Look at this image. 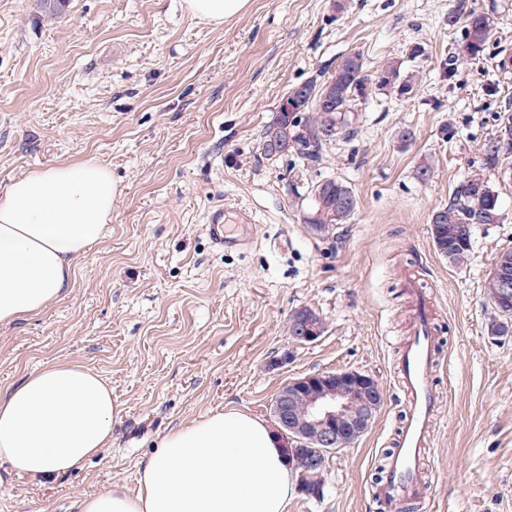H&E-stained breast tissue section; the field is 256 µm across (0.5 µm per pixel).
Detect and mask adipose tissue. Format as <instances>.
Segmentation results:
<instances>
[{"mask_svg": "<svg viewBox=\"0 0 512 512\" xmlns=\"http://www.w3.org/2000/svg\"><path fill=\"white\" fill-rule=\"evenodd\" d=\"M112 174L95 162L47 166L0 193V325L68 293L75 260L112 220ZM112 389L76 362L0 393V465L44 477L82 469L112 441ZM292 473L269 425L238 411L164 434L138 488L92 494L80 512H286Z\"/></svg>", "mask_w": 512, "mask_h": 512, "instance_id": "adipose-tissue-1", "label": "adipose tissue"}]
</instances>
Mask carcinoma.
<instances>
[{"mask_svg": "<svg viewBox=\"0 0 512 512\" xmlns=\"http://www.w3.org/2000/svg\"><path fill=\"white\" fill-rule=\"evenodd\" d=\"M466 17L465 32L458 44L456 57L476 61L484 55L495 28V19L486 13L465 12L457 2L448 10V27ZM331 85L332 101L321 99L324 86ZM304 99L294 112H278L262 134V150L268 156L282 154L283 148L296 155L304 164L317 162L327 143L340 135H349L354 119L355 103L366 100L375 89H389L401 95L412 91L411 80L401 78L400 66L391 62L372 74L365 71L364 60L358 53L344 56L334 70L321 81L303 83ZM512 154V115L500 116L498 129L484 146L483 168L473 171L453 192L448 204L432 210L429 216L430 234L437 252L448 263L464 266L468 263L474 227L478 224H499L502 212L499 195L484 170L502 165L504 155ZM310 209L324 208L333 216L318 225V235L333 231L337 224H347L354 217L358 201L353 190L337 179H326L312 185ZM512 264V249L496 256L486 286V295L496 303L499 290L498 269L502 261ZM512 329V311L502 313L490 324L491 334L503 336Z\"/></svg>", "mask_w": 512, "mask_h": 512, "instance_id": "obj_1", "label": "carcinoma"}]
</instances>
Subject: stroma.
<instances>
[{
    "label": "stroma",
    "mask_w": 512,
    "mask_h": 512,
    "mask_svg": "<svg viewBox=\"0 0 512 512\" xmlns=\"http://www.w3.org/2000/svg\"><path fill=\"white\" fill-rule=\"evenodd\" d=\"M453 0H250L214 27L182 0H0V192L30 170L92 161L112 173V221L74 263L73 285L40 314L0 326V392L46 365L102 374L119 414L112 446L84 468L36 479L0 467V512H75L113 485L135 490L169 429L215 412L264 420L286 383L327 371L374 377L372 427L332 453L324 494L292 488L287 512H378L376 473L404 417L398 368L413 334L415 283L439 351L442 404L412 512H512V335L487 327L486 281L512 248V159L496 169L502 223L473 232L467 265L435 251V207L483 163L512 113V0H467L497 21L483 58L453 61ZM350 53L367 73L400 64L413 90H378L353 134L318 164L264 155L260 136L289 92ZM412 130L413 140L401 138ZM434 175L420 182L416 169ZM351 187L359 207L328 235L303 221L312 185ZM255 218L249 243L220 250L215 205ZM308 308L325 331L288 338Z\"/></svg>",
    "instance_id": "stroma-1"
}]
</instances>
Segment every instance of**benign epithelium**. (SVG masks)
<instances>
[{"label":"benign epithelium","instance_id":"benign-epithelium-1","mask_svg":"<svg viewBox=\"0 0 512 512\" xmlns=\"http://www.w3.org/2000/svg\"><path fill=\"white\" fill-rule=\"evenodd\" d=\"M499 300L512 306V273L501 270ZM323 328L310 310L294 316L290 339L299 345L316 343ZM297 392L306 393L304 416L290 415L288 404ZM384 404L379 384L370 375L352 370L329 371L284 385L273 401L274 432L292 471L323 469L328 454L350 446L373 424Z\"/></svg>","mask_w":512,"mask_h":512}]
</instances>
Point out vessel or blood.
<instances>
[{
    "instance_id": "obj_1",
    "label": "vessel or blood",
    "mask_w": 512,
    "mask_h": 512,
    "mask_svg": "<svg viewBox=\"0 0 512 512\" xmlns=\"http://www.w3.org/2000/svg\"><path fill=\"white\" fill-rule=\"evenodd\" d=\"M236 221L241 232L238 236H229L223 205L212 207L206 232L214 247L231 249L248 242L255 222L252 212L237 210ZM418 313L421 336L406 346L400 369L399 383L407 398L405 418L387 457L384 474L375 488L380 512H404L410 501L421 497L420 455L428 446L434 418L441 405L431 380L438 339L427 324L429 306L420 304Z\"/></svg>"
}]
</instances>
